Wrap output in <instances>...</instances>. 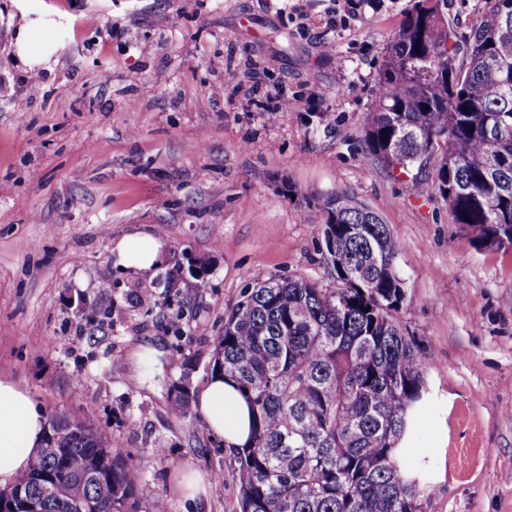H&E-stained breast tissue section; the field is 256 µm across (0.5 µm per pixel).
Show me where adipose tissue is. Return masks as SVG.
Here are the masks:
<instances>
[{
	"label": "adipose tissue",
	"mask_w": 512,
	"mask_h": 512,
	"mask_svg": "<svg viewBox=\"0 0 512 512\" xmlns=\"http://www.w3.org/2000/svg\"><path fill=\"white\" fill-rule=\"evenodd\" d=\"M45 18L20 29L15 43L16 54L30 69L49 67L56 52L51 26ZM161 243L150 234L123 237L117 249L123 261L142 270L157 262ZM197 407L212 436L226 446L243 444L251 425L250 409L235 384L222 375L210 377L197 397ZM46 420L26 393L14 382L0 378V485L6 486L27 469L41 448Z\"/></svg>",
	"instance_id": "1"
}]
</instances>
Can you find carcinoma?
Masks as SVG:
<instances>
[{
  "label": "carcinoma",
  "instance_id": "1",
  "mask_svg": "<svg viewBox=\"0 0 512 512\" xmlns=\"http://www.w3.org/2000/svg\"><path fill=\"white\" fill-rule=\"evenodd\" d=\"M418 0L392 36L367 124L368 155L428 170L453 223L480 246L512 247V0H492L463 48ZM333 289L270 276L242 292L215 341L211 372L251 407L234 449L238 512H423L428 488L402 464L426 392V360L395 313L406 299L399 242L347 192L321 201ZM43 448L4 488L13 508L140 512L134 457L112 454L96 423L50 412ZM68 490L42 497L41 482Z\"/></svg>",
  "mask_w": 512,
  "mask_h": 512
}]
</instances>
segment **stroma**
Wrapping results in <instances>:
<instances>
[{"label": "stroma", "instance_id": "stroma-1", "mask_svg": "<svg viewBox=\"0 0 512 512\" xmlns=\"http://www.w3.org/2000/svg\"><path fill=\"white\" fill-rule=\"evenodd\" d=\"M414 5L0 0V377L42 412L90 416L113 455L140 458L142 512L159 497L169 512H234V453L195 404L215 338L256 280L334 287L320 200L341 191L401 244L397 317L427 360L403 445L426 477L425 512H512V248L477 245L438 193L410 192L417 167L389 169L363 142ZM490 5L442 0L457 42ZM41 13L58 49L31 98L15 87L29 70L14 41ZM332 15L343 27H327ZM274 91L299 111L268 121ZM156 232L153 268L119 261L117 241ZM189 470L222 476V489L186 498Z\"/></svg>", "mask_w": 512, "mask_h": 512}]
</instances>
